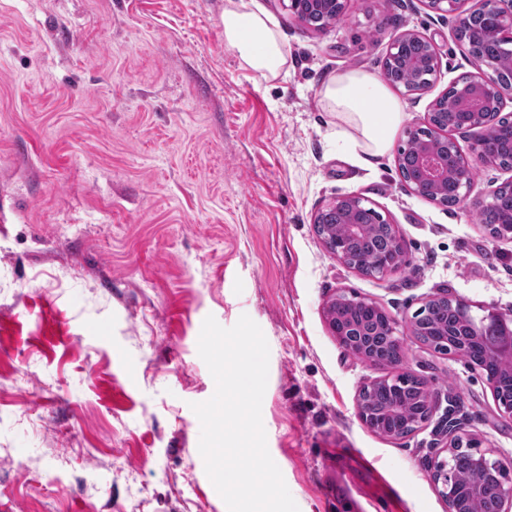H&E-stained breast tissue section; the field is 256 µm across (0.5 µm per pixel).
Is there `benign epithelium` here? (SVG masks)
Returning a JSON list of instances; mask_svg holds the SVG:
<instances>
[{
  "label": "benign epithelium",
  "mask_w": 512,
  "mask_h": 512,
  "mask_svg": "<svg viewBox=\"0 0 512 512\" xmlns=\"http://www.w3.org/2000/svg\"><path fill=\"white\" fill-rule=\"evenodd\" d=\"M288 2L286 9L299 23L316 31H323L336 23L345 11L348 0H280ZM433 11L441 14H456L457 25L471 15L481 16L483 28L481 38L502 45L512 57V0H473V5L466 8L468 0H424ZM420 43L424 48L422 57L413 60L420 79L406 87V92L424 91L432 83V78L440 69V59L432 42L425 36L412 31L396 34L384 58L387 64H393L405 53L412 43ZM467 52L478 61L484 69L468 77L464 82L453 84L454 96L443 94L436 98L428 112L427 140L417 149L413 168L416 177L406 181L407 186L416 194L438 204L442 203L439 190L455 187L457 201L468 200L473 182V163L476 158L484 162L495 163L494 154L487 151L482 135H477L472 146V157L464 155L455 139L457 133H470L479 130L499 119L506 101H512V64L507 66L500 60L482 56L477 44H467ZM465 114L466 122L459 128L448 124V113ZM341 210L347 214L343 226L342 239L326 236L319 232L322 216L329 211ZM373 211L375 204L361 196L335 197L319 208L313 217V228L327 252L338 262L360 272L361 265L352 257L349 246L352 240L363 232L364 225L355 215L360 211ZM393 259L373 271L372 276L384 277L400 270L403 260V246L397 231L389 233ZM437 303L457 308L461 314L463 330L461 336L478 338L484 330L492 326L498 334L496 352L512 360V309L505 312L491 307L484 309V314L476 317L471 314L470 306L448 295H436L425 301L409 321L410 333L421 335L419 324L428 310ZM329 326L338 343L359 359L373 364L376 355V335L382 334L398 344L402 343L399 323L380 304L339 292L325 308ZM392 382L399 386L411 383L416 388L427 390L426 414L419 417L414 413L401 412L405 431L416 432L426 426L439 408L442 396L430 390L422 379L411 374H400L389 380L374 379L364 384L359 393H365L378 383ZM493 396L501 413L512 420V394H504L499 383L493 377L488 378ZM436 441L441 444V453L431 461L430 470L438 494L448 503V512H467V508L458 498L462 491L466 497H482L491 505L489 512H512V478L508 467L499 459H490L487 452L480 450V442L470 436L464 429L461 419L455 417L452 409H446L444 416L434 429ZM465 455L471 459V473L464 488L458 489L452 476L456 458Z\"/></svg>",
  "instance_id": "1"
}]
</instances>
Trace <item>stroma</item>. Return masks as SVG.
I'll use <instances>...</instances> for the list:
<instances>
[{"label": "stroma", "mask_w": 512, "mask_h": 512, "mask_svg": "<svg viewBox=\"0 0 512 512\" xmlns=\"http://www.w3.org/2000/svg\"><path fill=\"white\" fill-rule=\"evenodd\" d=\"M246 2L277 24V78L226 46L227 0H0V512H224L191 409L212 396L197 347L210 315H248L267 339L262 420L299 512H447L430 429L392 439L360 422L357 393L379 377L450 394L512 463V420L481 370L408 333L401 364H366L324 316L341 290L402 324L440 293L477 317L512 308V242L476 207L512 169L475 162L451 208L397 169L430 102L478 71L454 17L349 0L318 33L279 0ZM405 30L432 40L440 71L423 94L393 89L404 120L366 166L318 91L346 70L379 76ZM340 195L396 225L405 269L366 277L324 250L311 217Z\"/></svg>", "instance_id": "35a3bbf8"}]
</instances>
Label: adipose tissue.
<instances>
[{"label":"adipose tissue","instance_id":"adipose-tissue-1","mask_svg":"<svg viewBox=\"0 0 512 512\" xmlns=\"http://www.w3.org/2000/svg\"><path fill=\"white\" fill-rule=\"evenodd\" d=\"M224 41L244 67L265 78L277 77L288 61L284 43L269 16L229 0L222 14ZM325 111L336 113L361 137L362 164H373L389 148L402 121V108L389 89L370 74L348 70L328 78L320 91Z\"/></svg>","mask_w":512,"mask_h":512}]
</instances>
